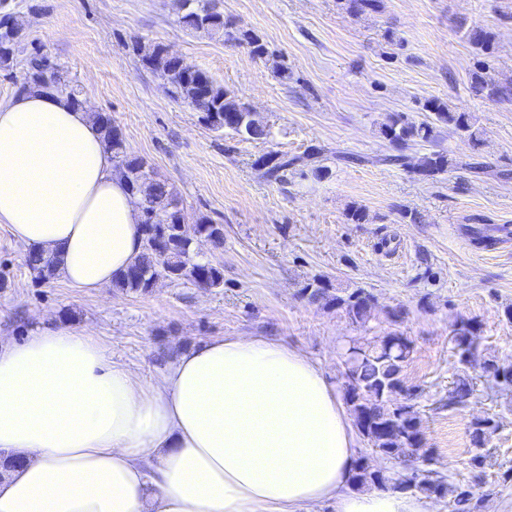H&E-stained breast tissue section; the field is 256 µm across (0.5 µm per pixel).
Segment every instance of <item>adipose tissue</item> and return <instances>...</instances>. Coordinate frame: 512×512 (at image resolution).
<instances>
[{
  "label": "adipose tissue",
  "mask_w": 512,
  "mask_h": 512,
  "mask_svg": "<svg viewBox=\"0 0 512 512\" xmlns=\"http://www.w3.org/2000/svg\"><path fill=\"white\" fill-rule=\"evenodd\" d=\"M142 213L89 112L0 103V224L95 292L141 254ZM0 512H430L350 489L354 425L323 371L268 336H222L146 381L94 336L0 338Z\"/></svg>",
  "instance_id": "ef3b65f1"
}]
</instances>
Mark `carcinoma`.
Listing matches in <instances>:
<instances>
[{
  "mask_svg": "<svg viewBox=\"0 0 512 512\" xmlns=\"http://www.w3.org/2000/svg\"><path fill=\"white\" fill-rule=\"evenodd\" d=\"M185 2L187 9L178 19L183 28L211 37L232 38V35L224 31L223 14L215 9L210 0ZM346 2L347 9L354 14L376 12L381 8V0ZM467 37L482 50L491 48L492 36L481 28L470 30ZM27 40L25 23L14 12L3 13L0 16V70L13 68L16 56ZM153 49L152 55L142 56L143 63L166 79L172 98L181 100L193 110L204 109L201 121L209 129L228 130L246 140H263L267 137V130L250 129L253 121L249 107L206 71H187L178 60L168 56L166 46L162 43L154 44ZM21 84L29 89L63 95L73 104L81 105L77 89L38 50L31 54ZM474 89L490 99L512 98V83H501L479 74L474 77ZM424 108L433 114V121L416 123L402 114L391 115L380 125L381 137L401 151L411 142L430 141L435 132L434 124L439 123L471 141L477 139L467 113L453 112L447 103L437 98L426 101ZM94 119L107 148L112 152L116 172L125 180L132 194L139 196L138 204L143 215V251L113 281V286L122 291L147 293L154 278L162 273L172 280H188L198 286H224L223 267L198 259L191 245L180 238L179 226L187 223L189 216L179 206L173 190L166 182L151 176L144 158L128 151L118 126L103 119L100 114L95 115ZM317 154L319 151L314 150L302 157L288 158L270 152L256 160L255 165L265 170L266 176L282 179L287 176L288 168L297 165L305 167ZM449 165L448 156L432 152L420 156L413 170L433 179L448 171ZM195 225L202 237L215 244L223 243V225L214 224L205 217L196 219ZM27 263L43 281L53 279L57 273L56 262L40 252L29 251ZM303 292L312 303L343 310L354 323L364 324L372 315L373 297L362 289L341 293L321 283L314 288L307 287ZM477 332L478 327L473 320H462L456 325L453 333L459 346V362L472 368L486 369L492 363L484 359L482 350L472 345ZM412 353V342L396 331H390L374 341L356 339L345 353V368L342 372L344 400L360 435L374 451L388 459L404 462L417 454L425 461L430 460L429 450L424 448L414 430V424L420 422L415 407L402 406L395 411L385 403L386 395L395 391H409L404 386L402 371ZM388 482V477L371 469L361 458L357 460L350 477V485L353 487L371 485L384 489ZM395 488L417 490L439 497L449 495L452 497L454 512H474L472 492L460 485L448 484L443 476L432 470L416 468L407 472L401 475Z\"/></svg>",
  "mask_w": 512,
  "mask_h": 512,
  "instance_id": "cac0c4a2",
  "label": "carcinoma"
}]
</instances>
